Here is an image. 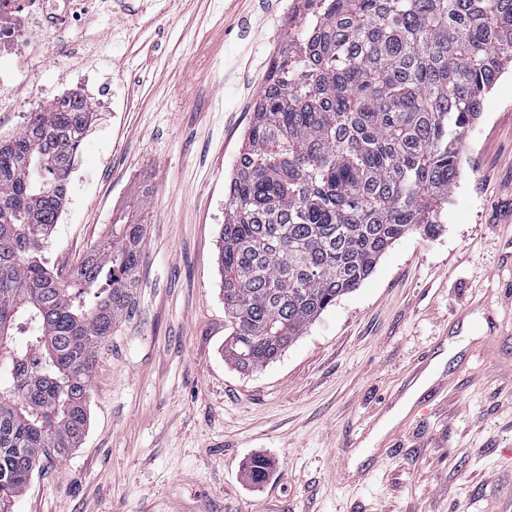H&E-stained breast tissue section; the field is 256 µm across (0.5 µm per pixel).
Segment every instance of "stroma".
I'll return each instance as SVG.
<instances>
[{
	"label": "stroma",
	"instance_id": "stroma-1",
	"mask_svg": "<svg viewBox=\"0 0 512 512\" xmlns=\"http://www.w3.org/2000/svg\"><path fill=\"white\" fill-rule=\"evenodd\" d=\"M292 0H105L61 33L0 125L95 111L45 249L67 270L133 209V306L97 353L79 448L9 512H512V69L466 132L433 237L404 236L267 366L224 358V196ZM473 319L455 321L462 309ZM447 377L427 404L418 357ZM271 467L254 485V456Z\"/></svg>",
	"mask_w": 512,
	"mask_h": 512
}]
</instances>
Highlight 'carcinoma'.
<instances>
[{
    "label": "carcinoma",
    "instance_id": "carcinoma-1",
    "mask_svg": "<svg viewBox=\"0 0 512 512\" xmlns=\"http://www.w3.org/2000/svg\"><path fill=\"white\" fill-rule=\"evenodd\" d=\"M257 97L220 230L224 357L275 359L387 249L441 230L467 128L512 67V0H298ZM71 95L0 140V505L78 447L97 352L132 303L144 219L67 276L44 255L91 124ZM269 461L254 458L260 483Z\"/></svg>",
    "mask_w": 512,
    "mask_h": 512
}]
</instances>
